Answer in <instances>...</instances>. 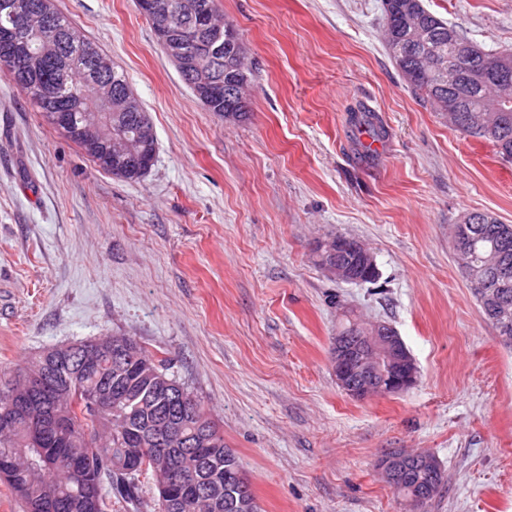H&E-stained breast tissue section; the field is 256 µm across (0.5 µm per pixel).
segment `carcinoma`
I'll return each mask as SVG.
<instances>
[{
  "label": "carcinoma",
  "instance_id": "carcinoma-1",
  "mask_svg": "<svg viewBox=\"0 0 512 512\" xmlns=\"http://www.w3.org/2000/svg\"><path fill=\"white\" fill-rule=\"evenodd\" d=\"M173 8L165 22L190 37L182 43L189 60L180 75L210 112L237 120L249 112L244 89L228 86L238 76L248 83L251 68L240 36L224 45L220 60L213 63V86L204 91L192 78L195 40L191 22L212 11L213 0H171ZM386 28L384 41L396 67L412 91L448 114L460 132L492 143L502 158L512 160V89L504 91L494 80L503 71L512 72V54L492 56L467 38L455 26L430 12L422 0H382ZM43 19L29 32L20 30L21 14ZM422 30L426 38H416ZM471 45V56L461 59L458 49ZM6 67L15 86L48 118L60 120L65 135L101 169L125 181L141 180L154 165L156 135L145 138L143 128L152 125L129 85L124 71L92 41L74 34L69 20L54 0H0V67ZM460 74L448 84V69ZM353 119L366 125L380 140L387 131L379 117L357 112ZM454 248L463 270L477 275L482 287L473 294L485 318L498 333L512 336V224L488 213L472 212L454 225ZM352 275L368 281L371 272L361 267L352 253L341 257L323 249L317 264L326 271L336 262ZM339 336H358L359 319L351 311L343 314ZM112 340L126 354L116 381L132 390L124 403L95 414L91 408L98 385L110 376L111 366L100 365L92 373L78 372L71 358L51 349L29 367L12 375H0V411L12 402L9 383L25 373L45 376L38 398L46 407L62 414L68 424L64 440L55 446H39L19 420L14 429L0 430V477L8 481L22 499L27 512H39L41 503L60 501L59 512H111L112 500L131 504L138 501L134 476L139 468L153 472L156 479L167 477L165 460L176 476L182 477L199 466H207L212 481L224 487V474L241 469L236 453L224 444V432L207 418L209 437L200 453H191L183 437L192 433L204 405L183 392L186 417L164 448L150 441L153 413L147 396H156L145 371H161L148 351L136 340L114 335ZM138 449L128 459L126 449ZM84 463L83 470L73 463ZM426 481L417 465L409 466L394 491L409 498Z\"/></svg>",
  "mask_w": 512,
  "mask_h": 512
}]
</instances>
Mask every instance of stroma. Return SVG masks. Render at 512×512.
Masks as SVG:
<instances>
[{
    "instance_id": "35a3bbf8",
    "label": "stroma",
    "mask_w": 512,
    "mask_h": 512,
    "mask_svg": "<svg viewBox=\"0 0 512 512\" xmlns=\"http://www.w3.org/2000/svg\"><path fill=\"white\" fill-rule=\"evenodd\" d=\"M253 63L249 117L207 111L136 0H55L121 66L156 160L96 166L0 68V372L125 335L200 399L261 512H406L379 458L444 472L422 512H512V345L484 319L452 229L512 224V161L411 92L382 0H220ZM483 49L512 51V0H425ZM362 107L385 140L350 121ZM365 243L379 277L331 279L318 240ZM387 322L418 379L364 400L336 382L343 311Z\"/></svg>"
}]
</instances>
